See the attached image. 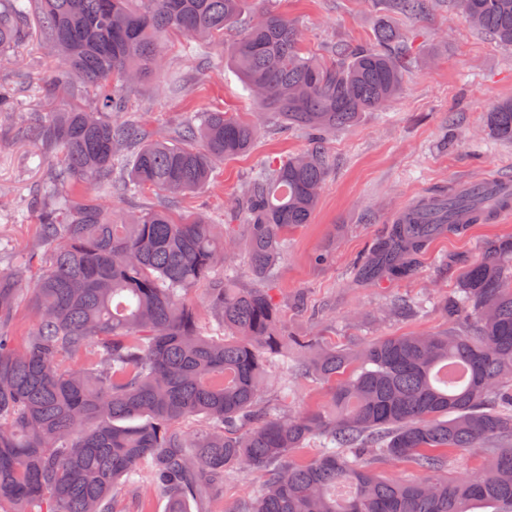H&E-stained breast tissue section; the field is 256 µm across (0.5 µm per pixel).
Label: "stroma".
I'll return each instance as SVG.
<instances>
[{"label": "stroma", "instance_id": "stroma-1", "mask_svg": "<svg viewBox=\"0 0 512 512\" xmlns=\"http://www.w3.org/2000/svg\"><path fill=\"white\" fill-rule=\"evenodd\" d=\"M288 16L305 45L330 55L345 42H369L387 19L383 0H247L243 19L264 9ZM412 59L399 96L382 111L362 114L357 123L333 131L328 147L335 164L309 224L293 231L273 283L272 294L294 334L321 333L324 341L366 344L383 336L435 332L446 328L441 302L453 293L459 261L480 258L487 241L512 235V211L468 225L459 235L435 239L409 278L359 282L357 272L391 217L415 199L453 192L489 175L512 178V143L492 140L485 118L498 101L512 99V48L498 45L474 28L455 0H432L428 14L406 26ZM236 31L197 54L186 40L168 36L157 78L128 87L125 119L153 139L174 138L178 129L205 112H230L256 123L253 149L216 165L201 191L165 197L151 191H98L116 218L167 208L174 215H203L223 223L224 212L243 193L260 162L296 155L305 135L275 122L227 60ZM53 59L32 37L0 55V271L23 272L35 280L47 249L41 241L35 203L53 169L45 145L20 139V132L50 119L71 104H94L91 93L46 95ZM325 261H318V254ZM422 299L415 317L391 315V303ZM326 384L289 377L274 363L266 394L284 412L323 404ZM259 473L226 475L224 494L193 505L192 512H225L247 498Z\"/></svg>", "mask_w": 512, "mask_h": 512}]
</instances>
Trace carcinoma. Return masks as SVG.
<instances>
[{"mask_svg": "<svg viewBox=\"0 0 512 512\" xmlns=\"http://www.w3.org/2000/svg\"><path fill=\"white\" fill-rule=\"evenodd\" d=\"M0 9V50L30 21L25 0ZM37 26L58 52L52 89L98 92L88 112L72 105L24 136L55 147L57 175L40 210L49 269L31 289L35 328L18 346L3 328L22 279L0 273V512H115L119 481L146 482L166 512L224 494L234 469L263 474L239 512H512V237L490 241L464 264L440 306L448 327L383 336L363 348L288 331L269 285L288 235L308 224L332 165L323 135L385 108L400 92L409 37L390 24L374 41L345 45L330 59L308 52L302 32L276 11L247 23L230 61L266 109L308 133L306 150L259 165L224 212V224L149 210L123 223L69 180L176 196L202 189L215 162L248 152L257 125L208 112L176 140L145 136L116 120L124 83L157 76L163 40L179 34L202 48L224 39L244 0H37ZM477 29L512 47V0H456ZM419 19L429 0H386ZM487 134L512 141V99L486 114ZM492 197L477 185L423 198L373 246L359 270L366 282L408 277L430 243L456 234L462 214L487 217ZM243 245L255 286L215 276ZM217 326L204 335L185 295L200 283ZM86 357L67 372V357ZM330 385L326 404L287 415L263 394L273 360ZM203 416L204 428L175 423ZM317 444L303 464L302 447ZM481 448L478 476L450 477L448 452ZM371 451L410 460L416 481L385 477L363 460Z\"/></svg>", "mask_w": 512, "mask_h": 512, "instance_id": "1", "label": "carcinoma"}]
</instances>
